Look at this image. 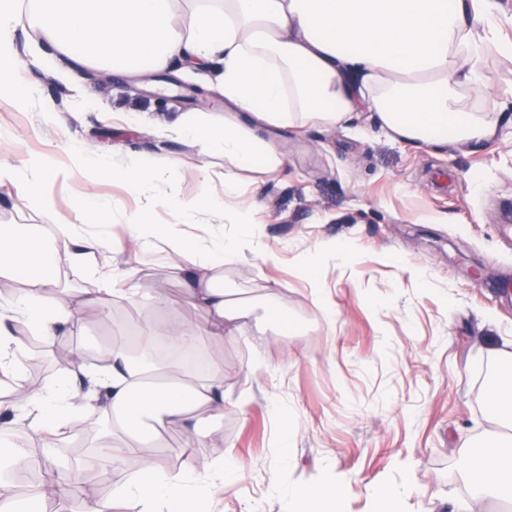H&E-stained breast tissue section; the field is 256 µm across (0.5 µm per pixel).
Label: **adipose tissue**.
<instances>
[{
  "mask_svg": "<svg viewBox=\"0 0 512 512\" xmlns=\"http://www.w3.org/2000/svg\"><path fill=\"white\" fill-rule=\"evenodd\" d=\"M33 0L23 10L20 0H0V75L19 64L15 33L22 24L34 27L43 42L84 67L119 69L139 60L162 70L185 63L205 71L222 63L218 85L224 96L223 126L208 115L192 114L159 127L162 137H184L205 143L217 139L224 149V202L218 214L227 224H254L250 209L235 206L237 170L258 165L280 166L283 153L250 135L238 118L250 113L273 128L332 129L353 113L375 112L392 137L418 147L441 149L451 144L477 147L490 142L505 116L496 110L472 112L459 104L462 89L481 85L479 24H492L496 0H482L474 13L469 0ZM97 172L112 170L139 190L160 191L168 163L141 159L130 164L82 155ZM76 246L60 254L30 224L0 226V278L26 281L27 290L0 305V383L22 391L28 402L29 426L45 440L66 433L85 402L72 379L27 389L12 329L25 321L37 335L56 336L61 327H78L87 305L107 309L113 294L135 300L137 291L101 289L49 307L43 295L57 284L61 264L83 260L102 245L75 224L55 227ZM240 240L202 239L197 246V274L189 299L209 318L207 324L142 327L145 348L158 344L184 349L198 337L219 340L224 321L236 303L218 285L214 269L238 257ZM103 399L95 408L104 428V447L113 461L140 454L145 444L141 419H184L193 407L224 412V367L192 376L175 359L147 365L131 362L125 347L116 346L103 367L88 375ZM477 498L512 501V454L490 453L477 465ZM208 480L193 464L177 472L159 459L148 460L141 477L117 488L140 512H191L209 492Z\"/></svg>",
  "mask_w": 512,
  "mask_h": 512,
  "instance_id": "ef3b65f1",
  "label": "adipose tissue"
}]
</instances>
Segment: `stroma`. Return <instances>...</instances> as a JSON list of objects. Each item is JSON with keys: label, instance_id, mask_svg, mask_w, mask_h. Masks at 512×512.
I'll use <instances>...</instances> for the list:
<instances>
[{"label": "stroma", "instance_id": "obj_1", "mask_svg": "<svg viewBox=\"0 0 512 512\" xmlns=\"http://www.w3.org/2000/svg\"><path fill=\"white\" fill-rule=\"evenodd\" d=\"M497 26L487 32L481 62L482 93L463 91L470 109L491 106L512 114V59L495 52L512 41V0H500ZM32 28L17 33L20 59L14 83L37 86L39 96L22 105H0V163L18 166L15 181L0 184V225L34 224L59 252L56 224L82 225L106 245L92 267L63 265L60 286L45 294L52 306L76 292H96L104 276L138 291L135 301L113 299L108 315L81 314L82 326L57 339L17 334L22 362L44 358L63 342L83 356L102 351L104 338L128 336L135 324H205L206 314L189 302L186 271L195 256L174 259L153 245L134 241L126 214H147L151 223L173 222L164 202L149 200L118 176L90 178L73 169L79 147L104 160L172 159L163 179L188 200L224 195V152L189 139L160 138L157 126L203 112L224 121V102L204 74L174 64L163 71L133 64L105 84L82 86L60 73L73 67L62 56L52 66L36 62ZM52 102V120L42 116ZM286 155L275 170L239 171L240 205L259 201L257 240L279 251V265L245 252L225 262L217 276L240 303L225 321L220 341L203 337L204 357L224 365V414L198 410L193 417L205 447L185 445L186 426H159L157 456L171 471L193 463L211 476L216 463L236 464L234 478L214 482L202 512H280V493L328 479L347 487L339 512H376L367 489L410 479V495L396 512H512V505L477 500L466 476L503 431L487 392L502 352H512V297L499 276L512 273V126L502 125L481 147L434 151L414 147L360 118L331 131L254 126ZM30 157L67 169L43 190L52 202L45 213L30 197ZM206 160L209 177L196 170ZM94 197L104 209L91 219L79 205ZM331 242L348 244L341 256L320 255ZM318 255L313 272L301 259ZM483 276L473 280L471 267ZM324 286L314 298L308 276ZM336 312L328 324L325 310ZM64 373L47 363L37 378L44 387ZM108 484L88 481L83 495L36 503V512H85L88 497L112 498V512H138L113 498L133 480L125 462L107 465Z\"/></svg>", "mask_w": 512, "mask_h": 512}]
</instances>
